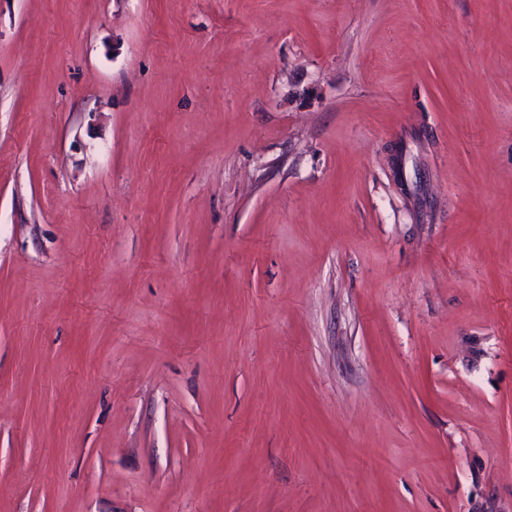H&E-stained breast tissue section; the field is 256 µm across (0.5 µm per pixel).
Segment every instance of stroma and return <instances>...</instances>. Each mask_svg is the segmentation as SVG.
<instances>
[{"mask_svg":"<svg viewBox=\"0 0 512 512\" xmlns=\"http://www.w3.org/2000/svg\"><path fill=\"white\" fill-rule=\"evenodd\" d=\"M0 512H512V0H0Z\"/></svg>","mask_w":512,"mask_h":512,"instance_id":"1","label":"stroma"}]
</instances>
